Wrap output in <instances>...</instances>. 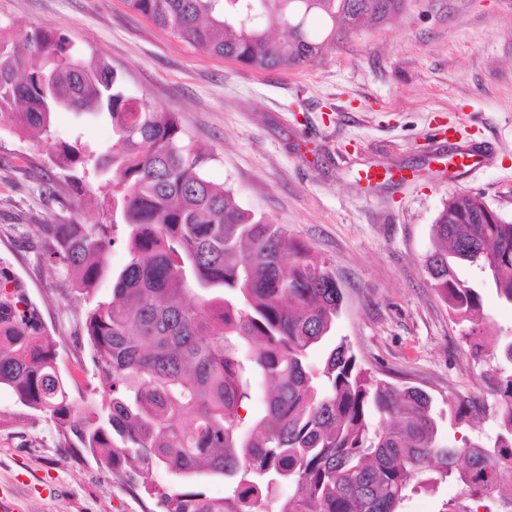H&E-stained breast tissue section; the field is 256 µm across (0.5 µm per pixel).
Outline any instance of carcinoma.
<instances>
[{
    "instance_id": "carcinoma-1",
    "label": "carcinoma",
    "mask_w": 512,
    "mask_h": 512,
    "mask_svg": "<svg viewBox=\"0 0 512 512\" xmlns=\"http://www.w3.org/2000/svg\"><path fill=\"white\" fill-rule=\"evenodd\" d=\"M134 13L242 66L270 70L312 61L356 19L396 18L406 0H125ZM321 23L322 34L310 29ZM274 26L288 36L275 39ZM105 57L74 56L56 29L0 35V126L48 137L61 110L106 115L112 151L76 139L53 147L57 168L95 171L107 160L111 224H40L37 258L93 291L122 228L127 264L112 275V298L82 322L83 338L108 384L109 404L76 405L45 334L11 279L0 271V389L49 415L58 428L134 485L155 470L173 481L166 512H399L411 492L455 480L477 508L498 495L512 471V340L482 373L500 407L491 448L467 439L450 446L422 390L397 387L357 364L340 342L320 365L310 353L327 341L342 306L336 279L277 224L240 207L211 181L171 112L132 103ZM426 267L431 287L481 357L482 284L458 274L454 258L512 303V220L454 193L432 225ZM263 408L241 416L259 382ZM224 478L232 493L210 498L184 487L201 475Z\"/></svg>"
}]
</instances>
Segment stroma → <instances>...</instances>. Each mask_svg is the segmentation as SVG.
<instances>
[{
    "label": "stroma",
    "mask_w": 512,
    "mask_h": 512,
    "mask_svg": "<svg viewBox=\"0 0 512 512\" xmlns=\"http://www.w3.org/2000/svg\"><path fill=\"white\" fill-rule=\"evenodd\" d=\"M58 28L74 52L103 54L130 95L176 113L203 168L238 204L282 226L335 277L343 305L334 338L378 377L426 391L442 433L493 446L496 399L481 380L462 327L431 287L425 259L449 195H478L512 220V0H407L395 19L337 40L303 66L258 71L204 53L131 12L123 0H0V32ZM454 137L431 143L436 127ZM102 148L109 123L57 113L51 141ZM488 139L475 167L453 151ZM49 143L0 126V271L18 285L58 344L76 402L104 405L103 380L78 326L112 296V273L91 295L70 292L27 245L40 224H108L93 175L57 169ZM391 177L366 187L360 177ZM51 181L53 196L40 182ZM471 420H455L458 403ZM20 512H163L124 473L101 466L45 414L0 392V491ZM460 484L411 494L400 512L466 503Z\"/></svg>",
    "instance_id": "obj_1"
}]
</instances>
